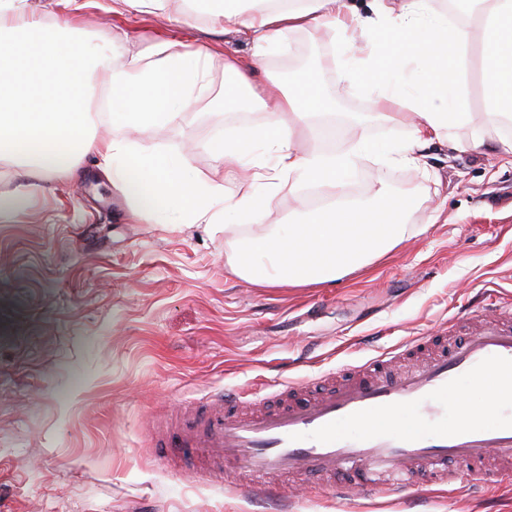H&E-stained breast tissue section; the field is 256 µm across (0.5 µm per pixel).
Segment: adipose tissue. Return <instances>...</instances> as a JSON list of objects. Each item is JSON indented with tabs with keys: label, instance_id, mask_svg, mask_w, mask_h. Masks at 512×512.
Wrapping results in <instances>:
<instances>
[{
	"label": "adipose tissue",
	"instance_id": "ef3b65f1",
	"mask_svg": "<svg viewBox=\"0 0 512 512\" xmlns=\"http://www.w3.org/2000/svg\"><path fill=\"white\" fill-rule=\"evenodd\" d=\"M210 18L247 35L252 56L225 55L224 95L252 89L253 75L268 48L284 46L295 32L339 36L343 57L336 82L353 85L362 68L380 66L383 46L405 31L411 39L398 61L368 89L383 119L412 114L407 143L393 149V162L412 166L417 153L434 142L455 143L456 129L467 121L469 67L479 62L487 109L467 143H486L488 127L512 122V0H466L475 21L460 24L430 11L428 0H403L394 12L390 0H372L366 11L347 0H211ZM481 54H474V44ZM88 54L108 88L104 111L73 103L64 93L77 74L75 59ZM212 55L203 48L164 40L145 55L110 56L82 48L68 26L46 33L36 0H0V163L17 156L32 159L42 172L77 174L79 156L94 154L130 205L132 218L154 224H220L229 271L260 288L323 285L380 260L403 239L402 219L417 209L412 195L375 193L370 204L345 198V175L368 145L345 155L295 147L298 135L317 140L327 132L321 116L334 100L317 86L312 95L292 83L276 82L273 95L259 98L268 119L263 128L207 148L225 168L244 176L226 189L225 176L200 177L185 158L146 154L129 138L132 130L173 124L207 89ZM116 134L97 138L98 123ZM316 180L331 200L303 224H288L242 240L235 226L249 215L270 209L289 181Z\"/></svg>",
	"mask_w": 512,
	"mask_h": 512
}]
</instances>
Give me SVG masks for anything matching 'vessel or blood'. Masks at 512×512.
Wrapping results in <instances>:
<instances>
[{
  "label": "vessel or blood",
  "mask_w": 512,
  "mask_h": 512,
  "mask_svg": "<svg viewBox=\"0 0 512 512\" xmlns=\"http://www.w3.org/2000/svg\"><path fill=\"white\" fill-rule=\"evenodd\" d=\"M456 322L380 355L314 378L277 379L220 392L186 409L173 427L189 448L192 478L207 484L244 476L253 496L274 498L280 477L349 478L363 490L391 494L428 477L457 490L470 477L446 472L448 460L471 475L512 459V411L495 423L463 409L468 386L495 383L512 395V306L482 316L465 337Z\"/></svg>",
  "instance_id": "vessel-or-blood-1"
}]
</instances>
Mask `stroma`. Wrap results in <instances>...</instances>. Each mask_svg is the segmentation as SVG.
Returning a JSON list of instances; mask_svg holds the SVG:
<instances>
[{"label":"stroma","instance_id":"35a3bbf8","mask_svg":"<svg viewBox=\"0 0 512 512\" xmlns=\"http://www.w3.org/2000/svg\"><path fill=\"white\" fill-rule=\"evenodd\" d=\"M45 29L66 23L114 55L150 52L159 38L210 47L211 86L175 125L136 134L149 154H187L202 177L213 162L200 143L266 113L250 92L224 98V57L250 56L247 36L225 31L185 0L124 19L51 0ZM256 75L286 78L304 57L326 59L331 37L291 36ZM327 123L331 146L362 142L347 176L356 196L378 189L421 201L406 240L367 270L305 288L254 287L224 267L220 224H144L95 156L76 180L31 170L0 178V197L39 188L0 221V512H512V484L450 495L421 483L390 495L337 498L326 481L284 482L259 502L238 485L175 475L152 442V425L211 392L276 377L311 378L436 333L467 327L482 291L512 300V153L492 131L483 152L435 142L417 165L383 157L402 146L401 122ZM310 180L283 188L269 211L242 221L240 238L300 219L324 197Z\"/></svg>","mask_w":512,"mask_h":512}]
</instances>
